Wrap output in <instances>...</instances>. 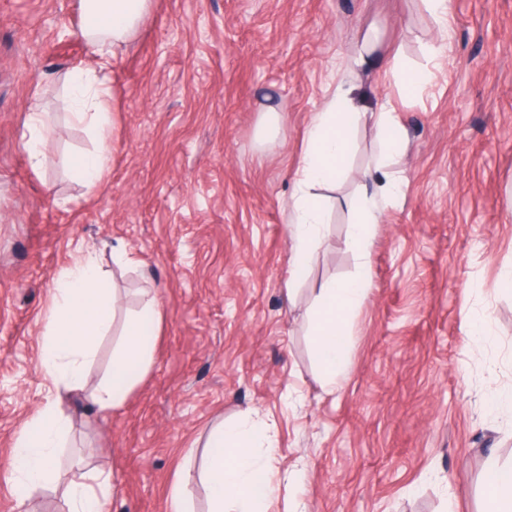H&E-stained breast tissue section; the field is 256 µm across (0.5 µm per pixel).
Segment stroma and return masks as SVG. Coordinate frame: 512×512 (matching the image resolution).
Returning <instances> with one entry per match:
<instances>
[{
  "label": "stroma",
  "mask_w": 512,
  "mask_h": 512,
  "mask_svg": "<svg viewBox=\"0 0 512 512\" xmlns=\"http://www.w3.org/2000/svg\"><path fill=\"white\" fill-rule=\"evenodd\" d=\"M79 20L77 0H0V512H18L15 441L55 395L39 365L53 281L89 245L124 310L153 290L164 319L123 408L66 404L62 481L110 472L112 512H168L187 469L189 512H205L209 435L247 413L277 449L275 512L298 495L309 512H485L489 456L512 459V408L493 398L512 391V0H451L444 33L422 0H152L112 73L98 190L72 170L96 146L68 116L67 76L92 63ZM370 33L381 64L353 70ZM394 62L431 68V84L404 94ZM338 88L370 111L389 101L407 145L330 393L308 315L316 288L357 271L348 202L383 156L374 127L351 135L293 293L288 202L306 128ZM35 100L51 126L37 168L22 138ZM123 248L137 269L114 270Z\"/></svg>",
  "instance_id": "1"
}]
</instances>
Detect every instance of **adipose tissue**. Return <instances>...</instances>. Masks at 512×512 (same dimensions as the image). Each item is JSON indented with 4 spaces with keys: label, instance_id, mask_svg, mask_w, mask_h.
Instances as JSON below:
<instances>
[{
    "label": "adipose tissue",
    "instance_id": "ef3b65f1",
    "mask_svg": "<svg viewBox=\"0 0 512 512\" xmlns=\"http://www.w3.org/2000/svg\"><path fill=\"white\" fill-rule=\"evenodd\" d=\"M151 0H79V35L93 64L73 72L71 120L86 127L96 141L93 151L78 159L73 173L87 187L101 186L111 164V76L119 50L138 33ZM371 119L389 155H397L406 134L390 103L364 112L340 93L316 112L300 155L291 198L292 242L289 285L306 273L323 238L327 207L315 187L335 182L350 150L349 132ZM400 181L388 164L367 169L357 197L351 201L352 220L346 246L360 260L358 273L344 281L324 282L309 314L313 349L328 387L346 375L347 326L365 303L370 289V246L384 204L399 195ZM120 296L104 271L95 247H86L53 284V304L41 339L39 362L45 377L66 395H85L92 409L108 414L123 406L129 393L147 373L151 342L145 323L160 324L163 313L156 299H148L125 319L112 350V372L89 386V369L100 342L112 330ZM64 398L48 400L14 444L17 481L23 486L47 485L56 479L55 450L68 433ZM276 450L267 429L248 420L222 424L211 435L205 479L208 512H271L277 493ZM488 512H512V463L490 460L485 471ZM120 493L116 478L90 473L66 491L68 512H111Z\"/></svg>",
    "mask_w": 512,
    "mask_h": 512
}]
</instances>
